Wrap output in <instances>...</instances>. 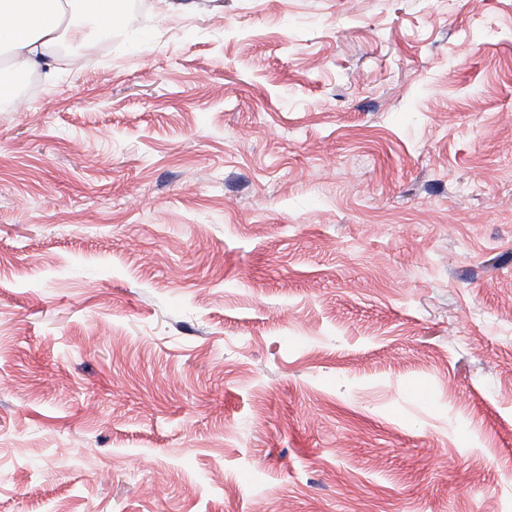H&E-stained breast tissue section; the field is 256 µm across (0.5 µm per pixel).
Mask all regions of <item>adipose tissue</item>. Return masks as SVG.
<instances>
[{
  "instance_id": "obj_1",
  "label": "adipose tissue",
  "mask_w": 512,
  "mask_h": 512,
  "mask_svg": "<svg viewBox=\"0 0 512 512\" xmlns=\"http://www.w3.org/2000/svg\"><path fill=\"white\" fill-rule=\"evenodd\" d=\"M122 26L113 0H0V47L23 74L49 66L61 39L82 42Z\"/></svg>"
}]
</instances>
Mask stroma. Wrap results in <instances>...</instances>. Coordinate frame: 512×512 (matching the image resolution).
Instances as JSON below:
<instances>
[{
	"instance_id": "obj_1",
	"label": "stroma",
	"mask_w": 512,
	"mask_h": 512,
	"mask_svg": "<svg viewBox=\"0 0 512 512\" xmlns=\"http://www.w3.org/2000/svg\"><path fill=\"white\" fill-rule=\"evenodd\" d=\"M0 111V512H512V0H145Z\"/></svg>"
}]
</instances>
